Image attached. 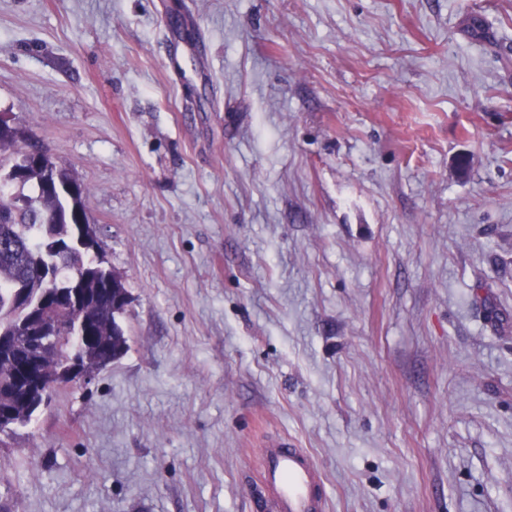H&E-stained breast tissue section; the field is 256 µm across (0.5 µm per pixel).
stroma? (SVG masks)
<instances>
[{"mask_svg": "<svg viewBox=\"0 0 512 512\" xmlns=\"http://www.w3.org/2000/svg\"><path fill=\"white\" fill-rule=\"evenodd\" d=\"M0 117L85 188L128 349L0 512H512V0H0ZM262 485L271 512H325L319 470L304 448L279 440L261 455Z\"/></svg>", "mask_w": 512, "mask_h": 512, "instance_id": "35a3bbf8", "label": "stroma"}]
</instances>
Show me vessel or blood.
I'll list each match as a JSON object with an SVG mask.
<instances>
[{"label": "vessel or blood", "instance_id": "vessel-or-blood-1", "mask_svg": "<svg viewBox=\"0 0 512 512\" xmlns=\"http://www.w3.org/2000/svg\"><path fill=\"white\" fill-rule=\"evenodd\" d=\"M260 465L270 512H325L321 475L305 449L285 440L268 443Z\"/></svg>", "mask_w": 512, "mask_h": 512}]
</instances>
